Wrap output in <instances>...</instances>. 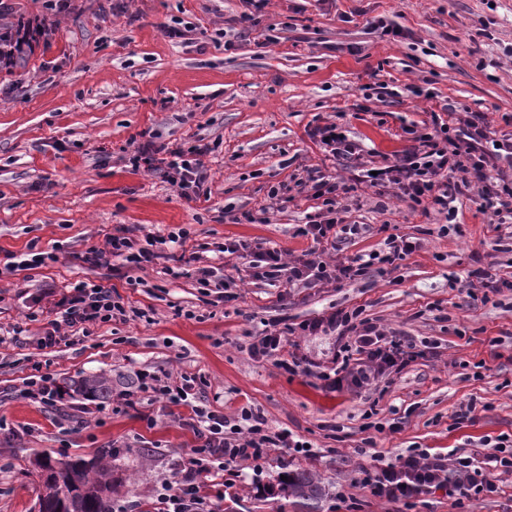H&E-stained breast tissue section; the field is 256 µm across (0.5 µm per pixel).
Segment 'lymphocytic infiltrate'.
Instances as JSON below:
<instances>
[{
	"label": "lymphocytic infiltrate",
	"mask_w": 512,
	"mask_h": 512,
	"mask_svg": "<svg viewBox=\"0 0 512 512\" xmlns=\"http://www.w3.org/2000/svg\"><path fill=\"white\" fill-rule=\"evenodd\" d=\"M307 133L326 154L352 173L345 179L318 168L307 169L293 185H278L269 190L270 199L293 201L295 194L307 193L323 204L322 210L306 214L300 236L311 245L302 255L284 261L276 249L256 250L251 242L225 239L219 253L247 258L250 278L257 281L284 279L291 288L335 285L366 276L371 266L387 268L417 251V238L388 236L382 250L325 261L324 253L347 234H360L362 227L350 222L351 204L364 190L374 195H391L407 202L422 214L435 211L455 219L459 198L473 202L489 223L512 230V138H497L487 113L459 112L448 107L431 112L422 130L413 131L410 143L394 158L374 163L368 150L351 139L348 130L337 123H317ZM207 143L186 145L160 143L153 135L141 133L126 157L128 167L138 173L158 175L177 186L181 198L193 201L208 195V174L204 158L211 153ZM186 230L162 236L144 231L142 225L129 224L110 234L103 247H92L80 256L94 266L126 270V283L143 285L141 271L162 265L165 275L177 279L195 271L201 286H209L215 267L192 268L189 257L176 255L167 244H183ZM54 319L50 320L39 348H51L64 341L69 328L85 327L130 317L115 285L84 281L52 300ZM334 338L330 350L332 372L318 374L326 389L356 393L370 390L387 371H401L421 356L419 345L408 336L385 333L377 324L362 318L360 310H334L298 325L263 329L248 348L251 356L275 358L288 374L314 373V360L290 351L292 335ZM119 395L126 406L147 398L158 404L161 416L186 407L190 416L186 426L197 446L181 470L177 484L160 483L148 512H224V491L232 487L226 479L227 465L263 459L268 449L288 448L305 453L304 441L288 430H272L258 410L242 411L239 419L226 417L198 397L196 378L171 377L147 369L136 372L133 380L118 378ZM512 470V440L505 437L484 439L480 448L469 454H446L407 449L395 462L384 465L379 459L360 466L358 482L374 496L389 503H410L429 491L466 497L498 492V472Z\"/></svg>",
	"instance_id": "1"
}]
</instances>
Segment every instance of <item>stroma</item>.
Instances as JSON below:
<instances>
[{"label":"stroma","mask_w":512,"mask_h":512,"mask_svg":"<svg viewBox=\"0 0 512 512\" xmlns=\"http://www.w3.org/2000/svg\"><path fill=\"white\" fill-rule=\"evenodd\" d=\"M243 10L242 0H71L35 52L0 71V259L33 243L54 255L39 268L0 275V330H21L18 342L0 345V512H35L36 460L92 461L104 449L121 483L113 505L148 506L157 481L178 482L196 445L179 420L148 425L153 408L145 403L100 411L67 394L69 421L59 428L62 410L25 395L36 362L61 388L100 370L195 376L213 409L229 416L259 409L271 427L312 444L309 458L274 448L259 463L239 464L224 512H512L510 472L490 496L456 500L438 491L407 506L355 483L359 465L374 456L391 463L409 448L466 451L486 436L512 438V292L470 306L454 286L475 254L512 281V235L469 200L459 204L462 222L450 224L394 198L378 207L377 196L363 194L352 218L370 230L343 253L378 250L389 233L419 238L421 249L392 272L322 288L239 279L226 300L196 277L174 280L150 268L146 287L115 281L137 316L92 326L71 344L37 347L53 318L43 293L108 277L79 256L121 225L159 235L184 229L186 252L231 277L241 260L215 250L227 238L263 243L287 260L300 255L310 242L296 230L318 202L301 195L280 205L268 191L323 163L307 135L314 118L341 122L365 148L389 157L407 145V128L427 118L430 102L405 90L417 84L456 110L489 113L499 135L512 138V59L503 53L512 46V0H498L493 12L480 0H270L235 49L225 50L210 32ZM344 13L351 22L341 21ZM378 16L406 37L369 29ZM177 19L196 32L167 37L165 26ZM490 19L498 45L473 43ZM143 132L213 144L204 158L210 195L189 203L161 177L126 167L129 142ZM262 206L267 223H248L245 213ZM357 307L384 329L433 342V350L361 394L326 391L316 378L289 375L247 351L268 321L299 323ZM478 362L486 365L479 379ZM471 397L479 404L473 419L456 421ZM93 411L99 424L83 428ZM370 420H397L401 429L362 432ZM298 469L322 480L321 500L281 493L282 475Z\"/></svg>","instance_id":"1"}]
</instances>
